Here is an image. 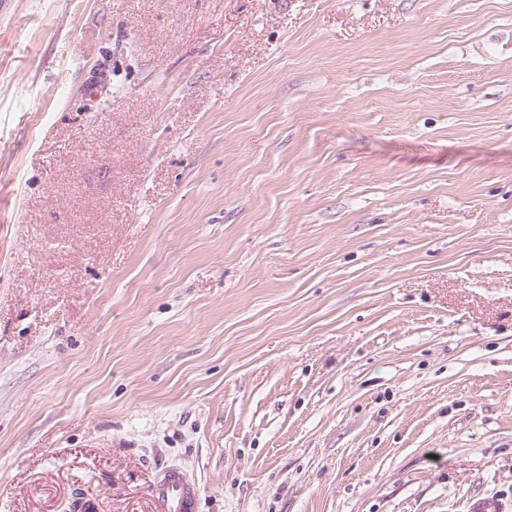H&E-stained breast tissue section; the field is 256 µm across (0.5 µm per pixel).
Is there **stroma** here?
Returning a JSON list of instances; mask_svg holds the SVG:
<instances>
[{"label": "stroma", "instance_id": "stroma-1", "mask_svg": "<svg viewBox=\"0 0 512 512\" xmlns=\"http://www.w3.org/2000/svg\"><path fill=\"white\" fill-rule=\"evenodd\" d=\"M0 512H512V0H9ZM200 488L184 468L165 465L155 474L152 496L157 512H198Z\"/></svg>", "mask_w": 512, "mask_h": 512}]
</instances>
